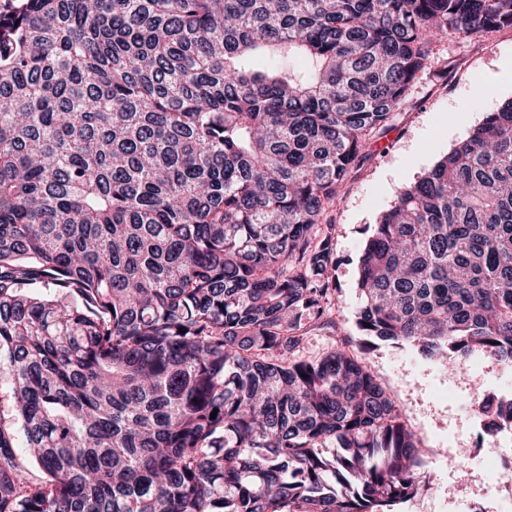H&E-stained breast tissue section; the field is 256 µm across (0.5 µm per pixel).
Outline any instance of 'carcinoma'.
Wrapping results in <instances>:
<instances>
[{"label": "carcinoma", "instance_id": "1", "mask_svg": "<svg viewBox=\"0 0 512 512\" xmlns=\"http://www.w3.org/2000/svg\"><path fill=\"white\" fill-rule=\"evenodd\" d=\"M506 28L512 0H0V512L428 490L366 355L512 369V102L379 217L364 342L303 350L336 330L327 214L366 144L438 43ZM477 413L512 430V398Z\"/></svg>", "mask_w": 512, "mask_h": 512}]
</instances>
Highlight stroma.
I'll return each instance as SVG.
<instances>
[{"label": "stroma", "mask_w": 512, "mask_h": 512, "mask_svg": "<svg viewBox=\"0 0 512 512\" xmlns=\"http://www.w3.org/2000/svg\"><path fill=\"white\" fill-rule=\"evenodd\" d=\"M436 55L443 75L423 74L389 129L373 138L367 157L341 189L329 214L336 237V334H313L306 353L328 351L335 339L358 344L355 310L359 304L358 261L380 214L405 187L420 179L457 143L512 99V30L476 44L445 42ZM374 375L397 398L403 420L431 451L430 489L399 505L396 512H501L512 500V471L484 465L493 444L512 448V431L500 440L484 435L472 403L478 394H512V371L489 357L459 356L449 370L412 347L379 344L369 356ZM467 494H459L460 484Z\"/></svg>", "instance_id": "35a3bbf8"}]
</instances>
